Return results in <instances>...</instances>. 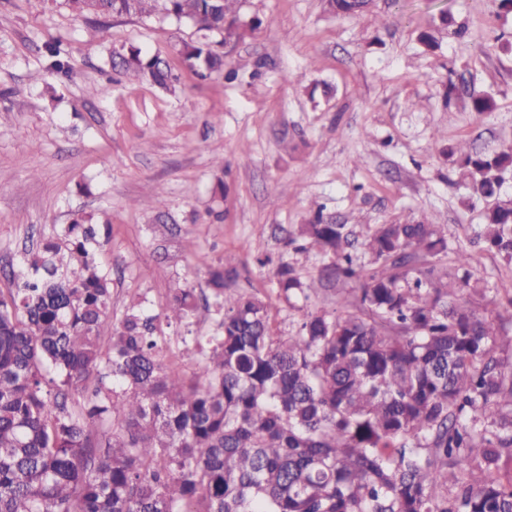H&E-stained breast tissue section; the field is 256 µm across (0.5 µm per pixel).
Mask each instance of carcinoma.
<instances>
[{"instance_id": "1", "label": "carcinoma", "mask_w": 512, "mask_h": 512, "mask_svg": "<svg viewBox=\"0 0 512 512\" xmlns=\"http://www.w3.org/2000/svg\"><path fill=\"white\" fill-rule=\"evenodd\" d=\"M67 2L104 18H185L223 44L245 31L240 0ZM328 2L355 16L371 0ZM182 53L202 77L224 67L207 41ZM113 67L163 88L172 79L136 49ZM459 153L490 202L481 236L512 261L501 198L512 147ZM351 235L319 213L289 234L296 251L333 256L318 281L361 283L362 312L307 313L286 339L269 299L237 287V267L211 268L220 331L191 338L190 378L162 361L161 321L193 325L194 289H172L162 315L134 302L114 325L91 217L28 252L0 295V512H512V370L494 321L457 296L484 291L471 255L448 248L438 224H378L359 266ZM275 275L286 300L305 293L290 263Z\"/></svg>"}]
</instances>
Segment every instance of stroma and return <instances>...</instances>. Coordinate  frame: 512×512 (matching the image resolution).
Masks as SVG:
<instances>
[{"mask_svg":"<svg viewBox=\"0 0 512 512\" xmlns=\"http://www.w3.org/2000/svg\"><path fill=\"white\" fill-rule=\"evenodd\" d=\"M447 6L464 32L434 31L426 48L419 36ZM239 16L263 24L202 80L180 55L202 37L188 20L112 17L102 41L66 0H0V293L26 250L84 211L109 228L98 258L113 320L138 298L162 313L177 286L207 294L209 267L231 260L288 337L306 313L344 312L359 284L323 294L328 256L294 252L287 231L331 216L362 264L368 228L424 220L471 254L489 293L470 305L512 336V262L478 239L487 203L452 153L512 146V14L492 0H374L356 17L327 0H241ZM54 43L67 73L49 67ZM130 46L167 62L170 88L113 70ZM479 95L494 111L470 110ZM282 260L306 287L289 302L275 288Z\"/></svg>","mask_w":512,"mask_h":512,"instance_id":"stroma-1","label":"stroma"}]
</instances>
